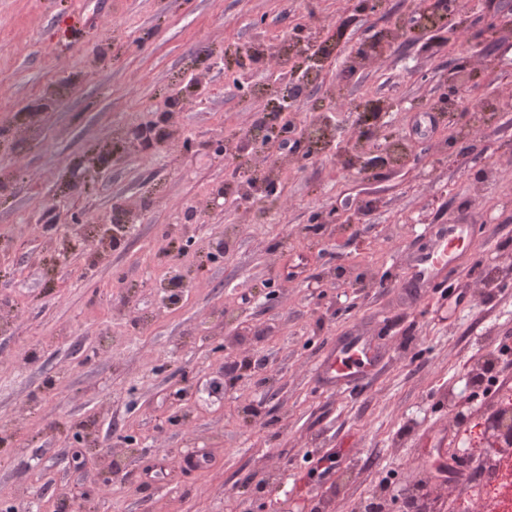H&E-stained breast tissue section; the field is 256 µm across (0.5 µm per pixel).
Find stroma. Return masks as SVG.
Instances as JSON below:
<instances>
[{"instance_id":"1","label":"stroma","mask_w":512,"mask_h":512,"mask_svg":"<svg viewBox=\"0 0 512 512\" xmlns=\"http://www.w3.org/2000/svg\"><path fill=\"white\" fill-rule=\"evenodd\" d=\"M429 2L351 14L345 0H0V512H360L408 477L428 512H467L436 469L465 443L486 454L493 398L465 378L488 351L512 389V353H499L512 349V115L463 151L428 106L460 68L478 99H504L512 32L483 57L422 30L356 61ZM315 27L333 49L292 119L306 127L320 109L330 134L307 159L243 157L279 166V201L257 224L220 193V149L287 84L282 39ZM259 39L263 63L222 61ZM373 97L398 106L359 144L381 158L366 171L341 146L353 105ZM163 113L172 137L142 150L131 126ZM395 138L407 151L391 164ZM89 155L103 171L76 182ZM54 204L58 235L35 222ZM334 211L361 219L315 223ZM451 221L483 227L450 271L473 297L464 310L403 286L425 224ZM228 224L241 231L214 258ZM165 259L189 282L171 305L154 286ZM360 329L383 367L361 390L323 389L326 346ZM90 436L110 442L106 458Z\"/></svg>"}]
</instances>
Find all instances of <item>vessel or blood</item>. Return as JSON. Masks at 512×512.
I'll return each instance as SVG.
<instances>
[{
    "label": "vessel or blood",
    "instance_id": "vessel-or-blood-1",
    "mask_svg": "<svg viewBox=\"0 0 512 512\" xmlns=\"http://www.w3.org/2000/svg\"><path fill=\"white\" fill-rule=\"evenodd\" d=\"M475 224L429 225L426 248L414 250L409 280L416 294L447 285L449 265L465 240L475 236ZM383 358L368 336H349L330 347L317 368L319 380L330 389L360 388L382 365Z\"/></svg>",
    "mask_w": 512,
    "mask_h": 512
}]
</instances>
